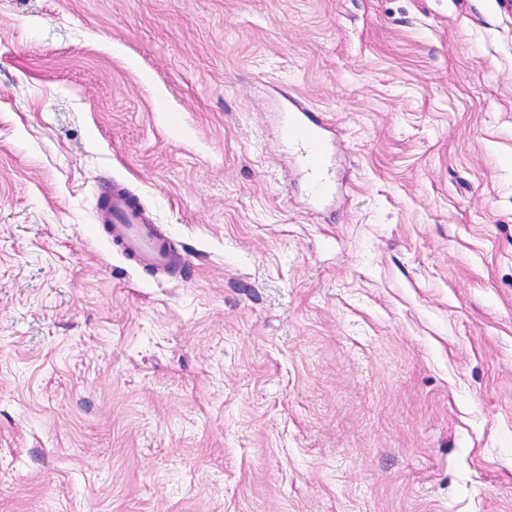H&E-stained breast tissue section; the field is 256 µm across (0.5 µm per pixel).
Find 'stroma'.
<instances>
[{"label": "stroma", "instance_id": "obj_1", "mask_svg": "<svg viewBox=\"0 0 512 512\" xmlns=\"http://www.w3.org/2000/svg\"><path fill=\"white\" fill-rule=\"evenodd\" d=\"M0 512H512V9L0 0ZM321 129L322 123L302 108L289 112L287 116L285 133L298 149L315 201L321 200L333 190L327 159L328 143ZM103 210L106 222L111 224L112 239L125 257L155 271L166 270L174 264L175 257L165 240L124 191L109 193Z\"/></svg>", "mask_w": 512, "mask_h": 512}]
</instances>
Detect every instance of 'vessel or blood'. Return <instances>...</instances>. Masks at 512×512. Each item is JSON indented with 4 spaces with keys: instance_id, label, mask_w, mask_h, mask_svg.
Returning <instances> with one entry per match:
<instances>
[{
    "instance_id": "obj_1",
    "label": "vessel or blood",
    "mask_w": 512,
    "mask_h": 512,
    "mask_svg": "<svg viewBox=\"0 0 512 512\" xmlns=\"http://www.w3.org/2000/svg\"><path fill=\"white\" fill-rule=\"evenodd\" d=\"M285 133L300 154L314 200H321L333 189L327 159L328 143L322 133L321 122L300 108L289 113ZM103 210L111 226L112 238L125 257L155 271L168 269L174 264L175 257L165 240L124 191L109 193Z\"/></svg>"
}]
</instances>
